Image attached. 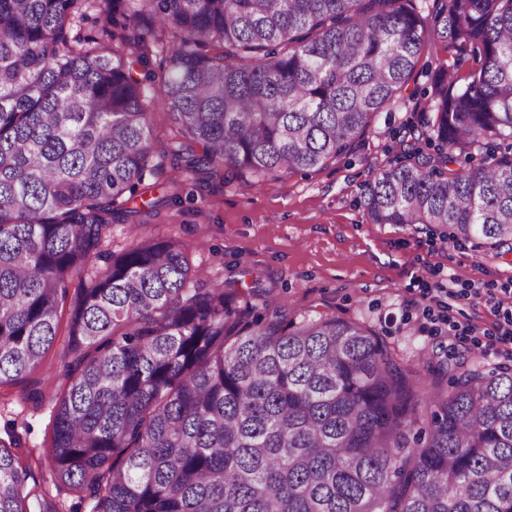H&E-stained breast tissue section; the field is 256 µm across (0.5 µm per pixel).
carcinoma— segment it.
Returning a JSON list of instances; mask_svg holds the SVG:
<instances>
[{"instance_id": "obj_1", "label": "carcinoma", "mask_w": 512, "mask_h": 512, "mask_svg": "<svg viewBox=\"0 0 512 512\" xmlns=\"http://www.w3.org/2000/svg\"><path fill=\"white\" fill-rule=\"evenodd\" d=\"M95 14L151 26L104 47L79 32ZM434 21L473 66L430 73L365 209L511 251L512 0H441ZM428 24L415 0H0V387L71 301L49 458L93 512H512L511 367L452 357L427 381L360 322L255 312L257 290L224 292L172 237L101 250L156 206L137 204L153 146L132 75L156 33L187 168L261 180L354 148ZM29 478L1 444L0 512H60Z\"/></svg>"}]
</instances>
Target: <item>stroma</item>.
Returning a JSON list of instances; mask_svg holds the SVG:
<instances>
[{"label": "stroma", "instance_id": "1", "mask_svg": "<svg viewBox=\"0 0 512 512\" xmlns=\"http://www.w3.org/2000/svg\"><path fill=\"white\" fill-rule=\"evenodd\" d=\"M425 42L407 90L377 114L352 152L327 167L269 176L256 186L246 174L186 172L184 138L157 104L163 87L155 75L163 62L159 48H151L135 76L153 102L154 170L145 177L144 198L158 207L139 229L112 224L109 250L130 247L140 235H170L192 267L228 289L258 287L271 302L285 304L289 319L358 320L409 361L465 352L489 369L506 364L487 334L512 313V253L454 237L445 224H375L364 208L367 184L402 152L405 125L428 109L430 72L443 67L461 75L472 66L434 30ZM441 284L461 299L438 306ZM65 352L61 334L34 373L40 402L28 399L25 384L0 387V440L30 464L33 484L61 512H91V500L57 484L48 458Z\"/></svg>", "mask_w": 512, "mask_h": 512}]
</instances>
